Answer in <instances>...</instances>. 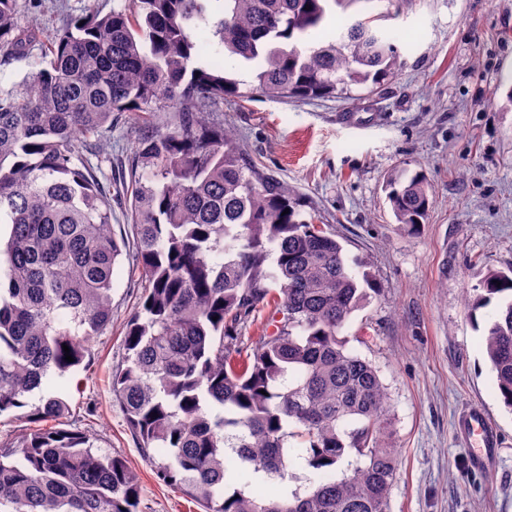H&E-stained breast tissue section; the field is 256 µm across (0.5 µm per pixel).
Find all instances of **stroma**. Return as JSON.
Listing matches in <instances>:
<instances>
[{
    "instance_id": "obj_1",
    "label": "stroma",
    "mask_w": 512,
    "mask_h": 512,
    "mask_svg": "<svg viewBox=\"0 0 512 512\" xmlns=\"http://www.w3.org/2000/svg\"><path fill=\"white\" fill-rule=\"evenodd\" d=\"M382 28L406 33L403 66L353 99L225 97L224 124L248 158L302 196L379 292L342 334L388 389L400 464L389 512H512V412L501 402L465 298L487 268L512 265V0H410ZM397 169L423 172L430 207L419 232L398 230L384 191ZM146 286L134 253L113 273L112 321L87 369L58 390L60 425L93 429L99 452L140 478L142 512H201L166 484L132 435L112 377L126 365L125 326ZM465 406L484 410L503 443L473 470L454 433Z\"/></svg>"
}]
</instances>
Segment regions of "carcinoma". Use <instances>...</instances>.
<instances>
[{"label": "carcinoma", "mask_w": 512, "mask_h": 512, "mask_svg": "<svg viewBox=\"0 0 512 512\" xmlns=\"http://www.w3.org/2000/svg\"><path fill=\"white\" fill-rule=\"evenodd\" d=\"M48 0H0V63H22L41 43ZM354 0H128L53 27L42 68L0 88V414L52 376L78 369L112 319V275L126 251L112 236V193L79 143L108 137L126 115L152 126L137 138L126 210L148 287L128 320L127 364L112 392L163 481L203 512H388L399 467L380 370L341 336L376 292L336 234L303 216L286 184L260 174L219 113L239 94L206 66L195 38L212 24L224 55L254 63L253 89L279 99L349 96L378 88L402 65L395 35L374 22L410 0L317 40L329 3ZM222 17L211 22L215 7ZM399 228L416 233L429 207L424 174L387 182ZM500 284H495V281ZM283 299L280 328L243 354L239 333L268 301ZM496 304L485 354L512 410V268H489L468 296V317ZM70 352H65L63 346ZM71 355L74 361L65 360ZM50 393L32 418L60 420ZM89 430L31 428L0 448V512H139V477L127 461L93 451ZM354 456L336 477V464ZM320 479L269 497L252 474Z\"/></svg>", "instance_id": "cac0c4a2"}]
</instances>
